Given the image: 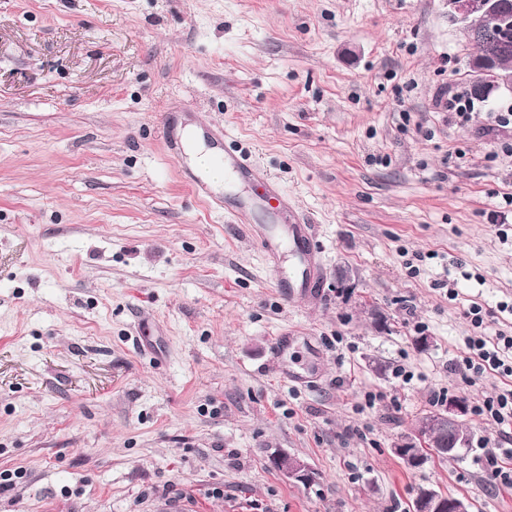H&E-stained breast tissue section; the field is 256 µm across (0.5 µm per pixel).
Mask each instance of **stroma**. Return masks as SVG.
<instances>
[{
	"label": "stroma",
	"instance_id": "35a3bbf8",
	"mask_svg": "<svg viewBox=\"0 0 512 512\" xmlns=\"http://www.w3.org/2000/svg\"><path fill=\"white\" fill-rule=\"evenodd\" d=\"M473 50L445 0H0V512H413L423 487L512 512L472 410L501 382L449 368L470 301L512 331V94L439 108ZM171 114L287 210L195 199ZM296 221L320 286L287 298L251 230ZM451 397L469 451L409 467ZM207 137L211 141L222 144L224 142V131L221 129L211 130L207 132ZM211 144L219 148L220 153L215 157L218 166L223 170V175L214 173L215 180L227 179L231 182H250L259 185L263 188V195L259 197L258 201L235 198L236 202L233 208L225 207L224 211L229 213H246L256 207L271 209H286L288 208L287 199L280 193L276 184L268 176V174L261 168L248 163L241 156L234 153V151L227 145L220 146ZM278 470L288 478L298 481H308L311 471L308 465L300 459L281 456L278 458Z\"/></svg>",
	"mask_w": 512,
	"mask_h": 512
}]
</instances>
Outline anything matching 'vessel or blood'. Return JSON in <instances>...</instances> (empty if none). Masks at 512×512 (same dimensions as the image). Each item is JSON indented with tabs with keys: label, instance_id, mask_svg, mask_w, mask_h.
Segmentation results:
<instances>
[{
	"label": "vessel or blood",
	"instance_id": "b4317fda",
	"mask_svg": "<svg viewBox=\"0 0 512 512\" xmlns=\"http://www.w3.org/2000/svg\"><path fill=\"white\" fill-rule=\"evenodd\" d=\"M210 140L220 143V153L216 158L224 177L233 182H250L263 189L258 200L239 199L234 212L246 213L257 207L284 209L287 199L280 193L276 184L261 168L248 163L241 156L224 145L223 130L209 131ZM258 241L269 259H278L280 254L289 253L293 259L287 277L281 278L278 286L283 294L315 288L320 276L318 255L311 238V230L306 224L265 225Z\"/></svg>",
	"mask_w": 512,
	"mask_h": 512
}]
</instances>
